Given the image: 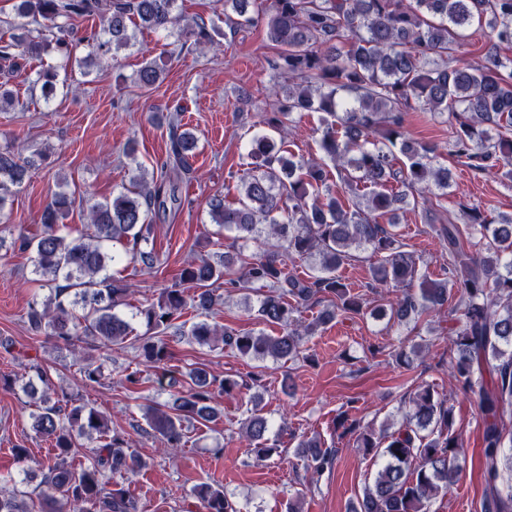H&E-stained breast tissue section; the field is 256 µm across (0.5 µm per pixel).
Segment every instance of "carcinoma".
<instances>
[{
	"label": "carcinoma",
	"mask_w": 512,
	"mask_h": 512,
	"mask_svg": "<svg viewBox=\"0 0 512 512\" xmlns=\"http://www.w3.org/2000/svg\"><path fill=\"white\" fill-rule=\"evenodd\" d=\"M21 34L0 36V66L7 72L24 70L32 61L56 52L71 54L70 21L99 16L101 31L82 37L88 54L85 64L116 59L131 45L136 27L170 31L182 15L177 0H15ZM266 19L268 41L277 50L272 68L280 82V106L267 123L280 138L260 135L252 140V170L241 179L236 201L222 195L209 201L212 223L258 242L272 237L277 248L241 262L231 283L243 290L266 289L258 300L257 315L279 333H239L211 322L223 304L217 283L232 270L235 259L226 254H200L184 263L180 280L194 286L187 297L180 288L163 289L157 300L138 315L149 330L135 337L137 364L160 369L172 356L169 342L215 343L255 360H295L306 339L337 314L363 313L364 301L351 293L336 271L351 258V250L366 248L381 255L372 267L373 281L397 291L390 316L402 324L410 318L440 313L451 294L457 326L448 332L455 356L448 366L454 386L479 398L483 424L485 491L482 512H512V437L504 429L505 413L512 411V219L495 223L481 212L465 213L470 238L463 239L453 217L437 229L448 250L452 284L421 282L420 293L410 285L417 276L411 252L396 225L379 218L406 206L420 207L426 220H440L434 206L438 192L448 190L452 174L439 161L438 146L415 141L405 131V114L451 113L448 155L456 164L478 172L496 170L512 181V72L499 55L512 46V0H224V23L234 30ZM51 33L32 36L30 23ZM488 29L490 48L481 63L455 57L463 31L472 23ZM164 67L146 62L137 73L138 85L151 89L162 82ZM58 72L52 67L30 69L29 84L40 87L48 101L56 94ZM298 112H321L328 117L320 149L322 157L294 159L285 148V134ZM168 159L155 176L147 177L136 164L132 186L110 200L85 203L82 213L93 234L69 239L60 224L73 211L74 200L58 193L40 215L39 235L19 238V248L35 254V272L50 294L41 307L27 314L30 330L68 344L80 338L94 350L99 345H122L133 332L131 323L116 312L132 288L107 273L123 256L151 269L157 262L149 248L151 224L178 204L182 176L191 171L189 160L198 150V138L182 123L181 110L167 119ZM400 145L406 162L395 166L392 147ZM356 198L348 207L333 195L329 180ZM32 161H22L9 148H0V211L11 188L28 177ZM107 242L124 245L125 255L104 249ZM318 258L317 273L302 278L286 272L284 257ZM326 298L329 305L316 321L305 326L294 314ZM82 306L83 314L74 313ZM195 313L191 325L180 321L185 310ZM87 386L101 384L102 366L89 361L82 368ZM22 390L34 398L33 430L53 442V453L40 469L34 491L45 512H137V503L125 483L142 461L127 440L112 431L107 415L89 401L58 393L37 364L25 366ZM261 374L251 382L219 379L202 367L180 376H167L170 402L148 406L144 418L149 434L173 454L189 439L188 423L220 418L213 406L215 394L250 391L261 386ZM405 422L394 431L383 426L364 428L359 445L385 460L367 485L352 512H428V504L447 494L460 480L457 464L459 438L452 431V413L446 400L429 386L408 396ZM269 423L260 397L242 422L241 433L258 460L278 452L268 443ZM94 442L85 451L76 438ZM306 469L321 474L333 468L335 450L320 439L298 444ZM18 489L0 492V512H25ZM194 496L202 512H239L217 485L203 483Z\"/></svg>",
	"instance_id": "1"
}]
</instances>
